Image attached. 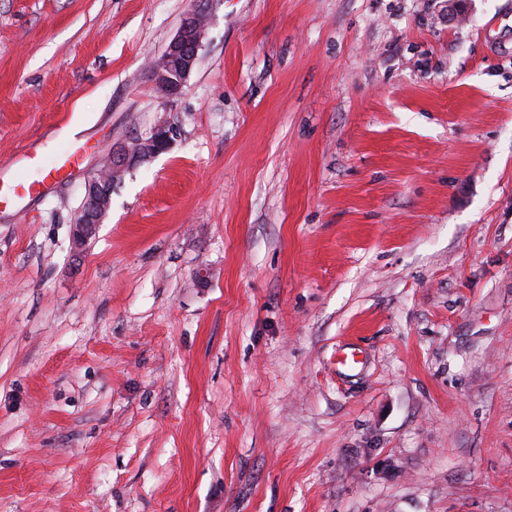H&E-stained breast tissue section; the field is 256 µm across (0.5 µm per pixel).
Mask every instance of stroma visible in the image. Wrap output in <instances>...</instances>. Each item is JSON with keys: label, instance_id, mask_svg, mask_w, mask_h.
I'll use <instances>...</instances> for the list:
<instances>
[{"label": "stroma", "instance_id": "obj_1", "mask_svg": "<svg viewBox=\"0 0 512 512\" xmlns=\"http://www.w3.org/2000/svg\"><path fill=\"white\" fill-rule=\"evenodd\" d=\"M451 3L210 0L167 101L192 0H0V164L83 154L0 205V512H512V0ZM205 6L192 9L182 21L177 35L160 57L150 64L156 88L167 98L177 96L193 71L206 34ZM169 144L170 127L165 121H160L144 136H138L112 150L100 173L94 174L84 184L85 204L73 225L74 249L85 246L107 217L111 209L112 184L120 181L139 162L167 150ZM81 164V155L72 153L60 158L58 161L41 167L42 180L40 183L55 182L62 178V175Z\"/></svg>", "mask_w": 512, "mask_h": 512}]
</instances>
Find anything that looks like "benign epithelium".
Masks as SVG:
<instances>
[{
    "instance_id": "7a95c632",
    "label": "benign epithelium",
    "mask_w": 512,
    "mask_h": 512,
    "mask_svg": "<svg viewBox=\"0 0 512 512\" xmlns=\"http://www.w3.org/2000/svg\"><path fill=\"white\" fill-rule=\"evenodd\" d=\"M206 7L192 9L182 21L177 35L160 57L150 64L156 88L167 98L177 96L193 71L206 34ZM170 127L158 122L147 134L112 150L100 173L84 184L85 204L73 225L72 246L80 249L93 238L111 209L112 184L136 164L167 150Z\"/></svg>"
}]
</instances>
